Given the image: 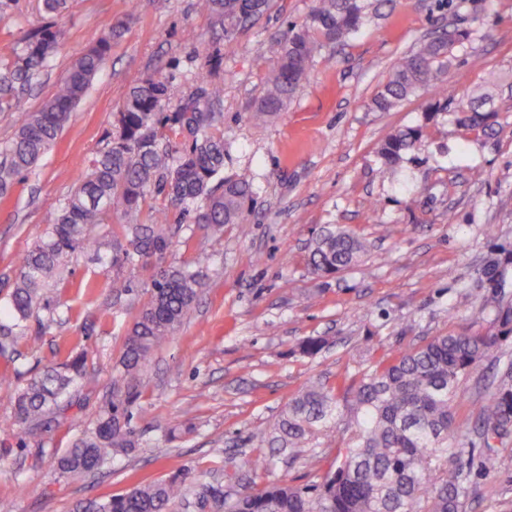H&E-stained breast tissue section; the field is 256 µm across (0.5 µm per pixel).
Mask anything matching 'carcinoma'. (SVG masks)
Returning <instances> with one entry per match:
<instances>
[{
    "label": "carcinoma",
    "instance_id": "cac0c4a2",
    "mask_svg": "<svg viewBox=\"0 0 512 512\" xmlns=\"http://www.w3.org/2000/svg\"><path fill=\"white\" fill-rule=\"evenodd\" d=\"M370 0H314L300 24L273 38V56L263 89L250 104L253 120L278 116L297 96L322 50L342 45L364 26ZM222 31L232 38L239 28L270 9V0H198ZM467 34L443 33L422 41L400 58L371 102L387 112L421 91L435 106H448L443 74L455 45ZM62 44V30L52 22L29 34L14 49L13 61L0 68V112L13 113V137L0 146V197L31 171L55 143L84 99L112 50V31L97 34L75 55L56 93L36 112H17L20 90L49 66ZM178 98V111L167 112ZM224 85L201 73L185 93L167 79L146 78L129 89L116 115L107 146L75 179L64 200L50 203L55 222L20 258L19 273L0 306V356L13 354L34 318L46 328L71 309L58 311L53 299L61 270L79 254H96L112 271L109 287L127 292L125 270L148 272V299L127 331L120 369L112 379V401L100 411L59 457L63 475H83L107 459L137 446L131 428L132 407L140 397V376L155 350L184 324L203 287L201 269L211 255L199 252L192 262L165 258L185 217L215 239L224 225L242 224L254 203L253 182L224 175V113L217 106ZM460 106L457 121L490 130L477 104ZM421 126L391 133L379 146L378 174L387 178L419 148ZM167 198L178 211L153 210L141 219L147 199ZM367 244L347 229L326 224L312 238L306 255L309 271L328 276L358 265ZM488 288L483 309L486 328L447 332L406 349L370 358L365 369L336 386L313 382L296 394L275 423L271 438L281 450L295 448L315 434L336 444V461L320 481L307 488L286 480L259 490L224 492L221 483L195 486L182 469L165 480L142 481L123 494L89 500L74 512H467L474 479L490 471L496 449L512 438V362L503 364L493 387L480 395L475 425L464 431L456 421L460 379L512 340V251H493L479 273ZM84 357L76 355L48 366L17 388L18 372L0 369V386L15 388L14 416L21 443L36 438L53 410L82 378ZM475 434L485 456L474 463Z\"/></svg>",
    "mask_w": 512,
    "mask_h": 512
}]
</instances>
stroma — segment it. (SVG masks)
I'll use <instances>...</instances> for the list:
<instances>
[{"label": "stroma", "instance_id": "obj_1", "mask_svg": "<svg viewBox=\"0 0 512 512\" xmlns=\"http://www.w3.org/2000/svg\"><path fill=\"white\" fill-rule=\"evenodd\" d=\"M313 0H272L269 11L233 38L215 34L196 0H67L63 44L17 109L36 111L52 97L74 53L107 28L112 51L88 95L52 149L0 200V298L22 254L55 214L78 174L108 142L128 89L161 75L190 89L205 57L221 58L225 174L252 178L257 202L245 223L215 241L183 224L176 260L198 250L212 256L206 286L179 331L142 374L132 427L138 446L89 476H66L57 459L82 425L111 398L112 376L127 329L146 299L147 272L130 276L133 293L118 297L103 268L82 256L70 264L55 296L73 308L69 321L30 326L16 366L22 379L67 356L86 353L84 377L70 394L78 405L44 431L40 445L15 438L13 392L0 387V512H71L81 501L124 492L138 481L191 470L197 482L223 481L239 491L248 459L270 466L256 486L277 479L303 488L331 467L336 449L317 435L279 453L257 435L310 382L335 384L365 367L370 353L406 348L432 336L482 324L478 271L493 250L512 251V0H393L371 13L346 45L322 51L307 83L271 122L247 111L271 59L273 37L301 22ZM39 0H0V63L44 25ZM465 30L446 70L449 93H487L492 134L461 126L453 111L426 120L420 93L389 112L370 107L394 65L435 30ZM203 53H196V45ZM500 76L485 89L488 71ZM423 125L410 162L389 179L376 175L377 147L394 130ZM325 224L347 227L369 248L361 265L318 278L306 267L307 246ZM91 280L92 291L81 289ZM327 339L309 357L298 344ZM493 370L483 364L459 385L456 419L474 423L473 404ZM172 429L164 441L160 427ZM469 512H512V443L494 471L475 479Z\"/></svg>", "mask_w": 512, "mask_h": 512}]
</instances>
